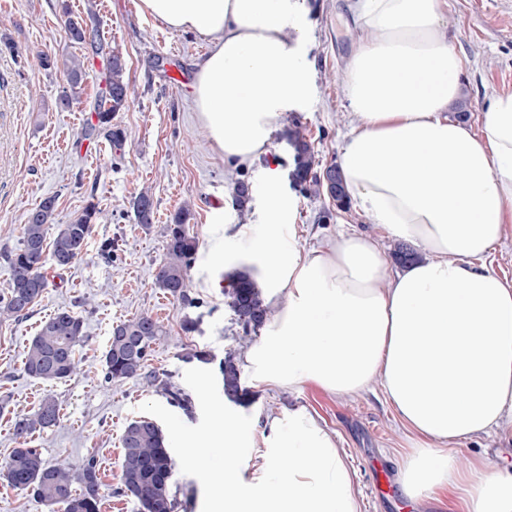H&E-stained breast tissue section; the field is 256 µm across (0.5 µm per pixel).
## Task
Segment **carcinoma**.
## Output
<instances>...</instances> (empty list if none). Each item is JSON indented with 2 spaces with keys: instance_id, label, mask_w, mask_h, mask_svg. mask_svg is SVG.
<instances>
[{
  "instance_id": "carcinoma-1",
  "label": "carcinoma",
  "mask_w": 512,
  "mask_h": 512,
  "mask_svg": "<svg viewBox=\"0 0 512 512\" xmlns=\"http://www.w3.org/2000/svg\"><path fill=\"white\" fill-rule=\"evenodd\" d=\"M68 34L75 43L89 46L93 54L105 56L106 61L104 87L94 108L96 123L83 129L82 138L102 135L119 149L126 135L124 129L112 120L116 113L127 107L130 99L125 61L118 54L106 52L91 14L86 20L69 21ZM42 65L46 69L58 66L63 71L70 93L61 99L60 104L70 106L87 79L84 63L76 56L60 62L46 56ZM288 144L293 149L291 177L296 186L316 197L330 195L329 185L323 179L324 168L306 136L294 130L288 134ZM252 192L250 183L244 180L236 182L234 197L239 212H244L247 201L252 199ZM130 205L137 223L146 228L153 223L154 203L149 193H139ZM54 211L55 198L41 200L23 224L19 248L5 254L10 281L7 295L0 298V317L22 319L29 315L49 286L43 272L46 260H52L59 269L70 266L82 254L99 214L97 205L88 203L70 223L61 225L49 242L47 227ZM190 215L191 210L185 205L166 227L165 254L156 275V285L174 299L191 306L195 299L189 293L188 272L198 251V240L187 228ZM227 279L226 306L233 314L234 324L246 337L258 334L269 320V309L252 270L248 267L236 269L227 275ZM164 335L162 324L149 315L116 324L102 355L105 379L118 383L141 378L146 384L155 385L158 376L153 371H146V367L154 346ZM83 338L84 321L80 316L70 310L55 313L41 324L26 346V374L45 382L70 378L78 368L76 346ZM219 373L224 396L238 401L243 389L240 371L232 356L219 361ZM162 388L172 404L186 412L191 411V401L180 389L166 383ZM59 420V405L53 396L47 395L37 411L16 416L14 435L25 439L37 430L57 424ZM121 448L123 457L118 493L134 499L140 512H174L176 496L172 492L171 479L175 462L157 423L149 417L130 420L121 435ZM0 478L12 488L32 495L50 512H101V477L93 456L76 471L63 462L52 466L45 464L37 448H15L0 463Z\"/></svg>"
}]
</instances>
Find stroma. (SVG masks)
<instances>
[{
	"mask_svg": "<svg viewBox=\"0 0 512 512\" xmlns=\"http://www.w3.org/2000/svg\"><path fill=\"white\" fill-rule=\"evenodd\" d=\"M137 0H0V256L19 247L29 211L55 197L49 235L88 202L99 217L88 244L75 262L58 269L46 264L49 286L26 318H0V460L18 445L15 415L34 412L44 396L60 406L56 426L34 433L29 447L40 449L46 464L80 468L95 457L102 477L101 512H138L137 503L117 494L121 470L120 438L126 423L139 416L155 419L168 434L176 461L175 512H207L208 489L199 462L184 457L186 440L205 433L215 409L226 406L264 423L287 417L303 406L332 432L360 493L361 512H436L431 502L413 503L398 484V459L408 433L386 400L381 384L339 399L310 388L282 391L256 387L242 375L243 402H227L212 366L194 360L206 350L217 358L241 360L251 346L224 303L226 263L246 256L250 239L237 236L240 224L265 230L268 181L277 166V190L290 209L300 246H319L340 229L374 232L370 218L353 207L339 208L328 197L309 195L293 185L288 134L305 128L322 164L337 163L352 129L342 72L358 39L349 0H307L299 19L300 60L312 71L308 102L286 113L271 136L268 155L234 177L253 184L246 214L226 206L224 159L214 153L199 125L192 100L195 65L208 43L194 32L175 31L142 15ZM95 13L99 38L126 62L132 88L125 110L115 116L126 131L121 148L101 138L85 140L82 127L95 119L93 107L103 84L104 60L69 38L67 24ZM444 22L463 66L459 104L468 108L466 124L481 131L489 101L512 92V0H447ZM84 58L88 76L78 100L59 105L67 86L62 72L46 70L42 55ZM152 195L156 217L150 227L136 224L130 201ZM189 206V232L199 241L189 271L195 307L183 306L157 288L155 278L165 253L166 226ZM112 241L111 256L100 245ZM78 313L85 340L78 346L79 367L71 378L44 382L24 371V350L43 321L61 310ZM150 315L166 329L148 362L161 380L186 393L191 412L172 405L161 388L139 380L105 381L101 357L116 323ZM194 332L181 330L183 320ZM483 457L512 470V443L491 435L467 441L456 460L466 469Z\"/></svg>",
	"mask_w": 512,
	"mask_h": 512,
	"instance_id": "1",
	"label": "stroma"
}]
</instances>
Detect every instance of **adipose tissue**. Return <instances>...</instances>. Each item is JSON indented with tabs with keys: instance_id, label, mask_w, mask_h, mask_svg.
Here are the masks:
<instances>
[{
	"instance_id": "ef3b65f1",
	"label": "adipose tissue",
	"mask_w": 512,
	"mask_h": 512,
	"mask_svg": "<svg viewBox=\"0 0 512 512\" xmlns=\"http://www.w3.org/2000/svg\"><path fill=\"white\" fill-rule=\"evenodd\" d=\"M303 0H138L141 14L210 43L196 65L194 107L212 149L247 167L282 116L309 93L293 36ZM445 0H353L364 33L344 73L356 125L339 167L345 192L376 227L315 249L284 235L277 194L262 235L249 224L253 275L275 314L242 369L260 387H312L339 398L381 382L409 433L399 482L448 512H512V473L465 441L512 417V282L483 259L512 237V93L497 95L481 133L449 120L462 61L442 24ZM416 262L391 272L380 237ZM264 451L253 463L246 451ZM208 454V512H360L336 437L300 407L287 419L215 412L191 441Z\"/></svg>"
}]
</instances>
